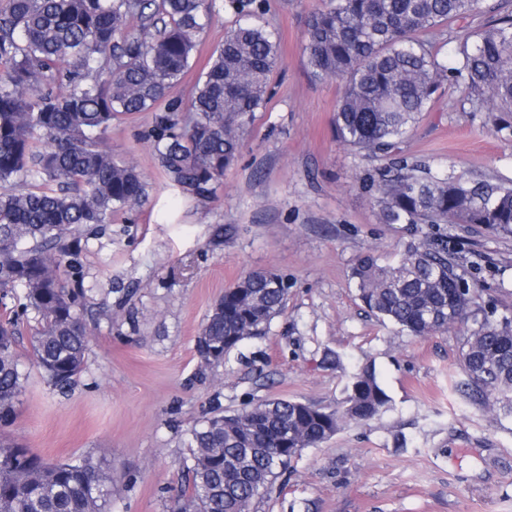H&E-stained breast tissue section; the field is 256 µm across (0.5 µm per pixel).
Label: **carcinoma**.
Here are the masks:
<instances>
[{
	"label": "carcinoma",
	"instance_id": "carcinoma-1",
	"mask_svg": "<svg viewBox=\"0 0 512 512\" xmlns=\"http://www.w3.org/2000/svg\"><path fill=\"white\" fill-rule=\"evenodd\" d=\"M0 7V294L23 289L0 318V512H105L112 477L93 458L47 462L11 439L25 375L14 352L18 321L40 327L31 357L65 389L82 371L88 330L76 262L82 228L145 196L144 176L105 144L112 120L153 113L144 132L167 181L207 197L237 160L255 112L270 97L279 54L274 30L255 23L266 0H5ZM328 0L305 24L302 52L317 80L343 82L336 138L387 160L362 178L383 224L438 230L399 259L372 252L352 268L359 298L376 316L423 337L464 331L454 390L495 416L512 417V315L483 312L479 289L448 257L445 224L512 235V185L442 176L401 155L411 127L451 85L472 111L512 112V4L497 0ZM237 15L187 102L174 95L212 18ZM491 20L460 26L476 13ZM457 43L451 64L434 44ZM288 283L251 271L213 305L198 340L226 351L267 333ZM343 405L274 399L214 415L191 431L186 481L173 512H250L305 448L392 407L376 368L351 377Z\"/></svg>",
	"mask_w": 512,
	"mask_h": 512
}]
</instances>
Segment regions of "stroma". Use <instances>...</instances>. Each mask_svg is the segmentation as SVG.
I'll use <instances>...</instances> for the list:
<instances>
[{
	"instance_id": "1",
	"label": "stroma",
	"mask_w": 512,
	"mask_h": 512,
	"mask_svg": "<svg viewBox=\"0 0 512 512\" xmlns=\"http://www.w3.org/2000/svg\"><path fill=\"white\" fill-rule=\"evenodd\" d=\"M322 5L267 0L263 20L281 38L272 95L214 195L169 187L142 137L151 113L113 120L106 145L138 166L147 197L79 236L90 337L71 389L51 386L29 357L35 315L19 325L27 380L11 431L51 462L98 459L112 476L108 512H171L191 430L204 419L259 400L336 408L368 361L391 409L305 449L250 512H512V418L455 392L460 334L401 331L364 306L351 278L361 256L394 259L410 235L380 222L361 188L373 161L335 136L341 82L307 72L305 22ZM235 21L228 10L212 20L176 95L191 97ZM499 119L471 111L449 86L401 148L440 172L512 184V135L497 133ZM448 248L486 307L512 312V236L452 224ZM257 269L287 279L284 310L266 336L206 362L198 338L210 308Z\"/></svg>"
}]
</instances>
